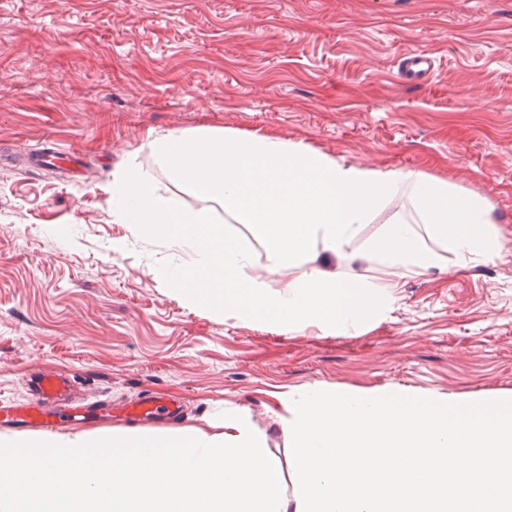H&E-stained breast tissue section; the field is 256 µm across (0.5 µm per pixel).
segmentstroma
<instances>
[{
    "label": "stroma",
    "instance_id": "1",
    "mask_svg": "<svg viewBox=\"0 0 512 512\" xmlns=\"http://www.w3.org/2000/svg\"><path fill=\"white\" fill-rule=\"evenodd\" d=\"M413 50L436 66L410 83ZM200 127L480 195L502 257L404 280L358 335L217 320L154 279L164 248L134 244L110 203L149 138ZM49 137L78 174L25 168ZM0 147V399L52 370L81 398H175L179 426L208 434L242 407L287 466L293 389L512 391V0H0Z\"/></svg>",
    "mask_w": 512,
    "mask_h": 512
}]
</instances>
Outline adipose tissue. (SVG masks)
<instances>
[{
    "mask_svg": "<svg viewBox=\"0 0 512 512\" xmlns=\"http://www.w3.org/2000/svg\"><path fill=\"white\" fill-rule=\"evenodd\" d=\"M152 167L112 180V218L162 241L156 280L191 305L240 323L302 334H359L387 319L403 278L502 255L485 200L414 170L339 162L261 130L201 128L149 139ZM187 186L204 197L184 207ZM403 210L370 241L362 233L393 200ZM225 214L253 239L242 244ZM263 250L255 260L253 245ZM287 271L279 289L266 276Z\"/></svg>",
    "mask_w": 512,
    "mask_h": 512,
    "instance_id": "adipose-tissue-1",
    "label": "adipose tissue"
}]
</instances>
